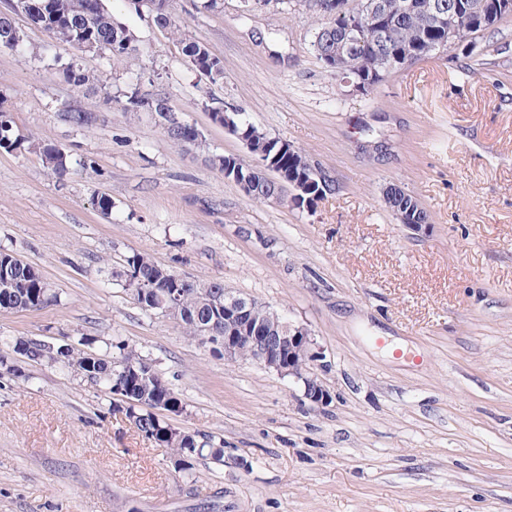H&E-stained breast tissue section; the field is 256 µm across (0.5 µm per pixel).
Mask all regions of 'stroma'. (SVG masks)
I'll use <instances>...</instances> for the list:
<instances>
[{
	"label": "stroma",
	"instance_id": "1",
	"mask_svg": "<svg viewBox=\"0 0 512 512\" xmlns=\"http://www.w3.org/2000/svg\"><path fill=\"white\" fill-rule=\"evenodd\" d=\"M200 2L170 13L222 59L216 81L130 0H105L136 36L127 61L53 42L21 14V50L0 49L16 133L69 168L60 179L36 154L0 149V251L57 296L0 312V512H512V15L474 51L406 65L361 95L313 55L309 0L250 13ZM57 56L101 84L72 87ZM134 84L165 96L199 143L174 145L155 113L114 110ZM72 105L91 123H71ZM214 109L306 152L335 193L310 208L249 200L208 162L249 157ZM393 183L427 226L397 223ZM135 253L308 328L323 354L308 374L328 402L142 310L125 287ZM16 336L135 345L182 401L171 423L223 438V464L179 472L123 402L18 359L2 343Z\"/></svg>",
	"mask_w": 512,
	"mask_h": 512
}]
</instances>
